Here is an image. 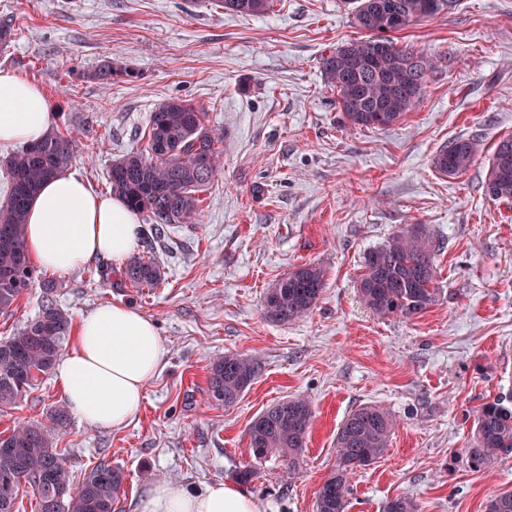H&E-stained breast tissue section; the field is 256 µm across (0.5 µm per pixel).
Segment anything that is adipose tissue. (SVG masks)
<instances>
[{"mask_svg": "<svg viewBox=\"0 0 512 512\" xmlns=\"http://www.w3.org/2000/svg\"><path fill=\"white\" fill-rule=\"evenodd\" d=\"M54 118L39 89L14 72L0 70V147L40 140ZM140 236L138 217L121 198L94 192L74 174L48 180L28 207L27 252L54 274L99 258L123 265ZM164 356L153 321L132 306L107 304L79 319L72 347L56 367V382L80 421L117 429L140 409ZM133 512L265 510L231 481L191 488L159 480L134 500Z\"/></svg>", "mask_w": 512, "mask_h": 512, "instance_id": "ef3b65f1", "label": "adipose tissue"}]
</instances>
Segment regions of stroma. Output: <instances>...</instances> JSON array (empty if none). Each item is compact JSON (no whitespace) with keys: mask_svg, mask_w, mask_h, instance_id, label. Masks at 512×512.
I'll list each match as a JSON object with an SVG mask.
<instances>
[{"mask_svg":"<svg viewBox=\"0 0 512 512\" xmlns=\"http://www.w3.org/2000/svg\"><path fill=\"white\" fill-rule=\"evenodd\" d=\"M2 23L15 37L0 47V69L41 89L56 127L78 130L69 171L94 191L108 194L112 162L143 145L169 98L201 107L224 135L197 223L158 246L140 241L137 256L164 273L157 286L95 281L97 259L54 277L38 270L0 313L3 340L38 313L50 279L72 319L127 304L163 339V367L125 427L75 418L57 437L74 483L109 461L126 476L115 512H131L152 481L234 480L256 464L252 419L303 396L314 420L297 475L257 465L247 487L266 512H316L336 432L365 404L398 427L386 454L352 474L346 512H384L400 495L419 512H484L512 488V455L478 470L467 453L476 409L512 393V200L483 188L492 151L512 135V0H453L395 33L436 67L414 107L383 129L350 125L321 75L323 54L363 36L347 0H271L261 15L200 0H0ZM109 61L129 76L100 83ZM472 135L482 150L463 174L434 169L443 146ZM412 225L435 244L440 300L412 318L378 317L358 293L364 258ZM309 262L326 272L319 302L300 320H273L267 289ZM230 353L257 357L261 370L225 407L209 399L207 378ZM62 401L55 375L38 377L0 411V432L45 420Z\"/></svg>","mask_w":512,"mask_h":512,"instance_id":"35a3bbf8","label":"stroma"}]
</instances>
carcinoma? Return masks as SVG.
I'll use <instances>...</instances> for the list:
<instances>
[{
	"instance_id": "obj_1",
	"label": "carcinoma",
	"mask_w": 512,
	"mask_h": 512,
	"mask_svg": "<svg viewBox=\"0 0 512 512\" xmlns=\"http://www.w3.org/2000/svg\"><path fill=\"white\" fill-rule=\"evenodd\" d=\"M226 10L262 14L270 0H216ZM449 0H353L355 24L369 34L345 42L320 59L328 86L336 90L338 107L348 122L369 127L366 115L380 111L394 125L415 105L434 61L392 34L431 18ZM130 75L118 64H106L95 77L109 81ZM206 113L187 99L171 98L150 114L147 142L114 161L108 172L111 194L123 197L132 211L150 223L159 240L174 224H195L201 199L218 171L223 135L205 124ZM73 137L59 129L23 146L0 160L8 171L7 199L0 204V313L13 309L36 270L26 252L27 208L50 178L72 164ZM476 136L459 137L442 147L432 163L441 174L454 177L466 171L479 152ZM486 182L494 184L490 197L512 199V136L502 138L489 159ZM112 268L98 277L112 282ZM120 282L133 288L160 283L162 271L153 260L130 259L117 272ZM325 285L324 270L312 263L294 267L276 281L265 296L267 313L287 323L306 316L317 304ZM45 296L37 315L7 340L0 342V408L22 397L39 376L58 361L70 332L69 314L53 298L55 284L44 283ZM359 292L367 307L386 318L416 316L437 304L438 288L432 244L421 226L401 229L365 257ZM259 363L251 357L226 354L211 365L207 393L231 405L251 386ZM67 405L50 410L47 421L20 423L0 433V512H18L21 488L29 487L38 512H114L126 481L124 472L101 461L73 487L65 459L55 440L67 428ZM313 422V407L305 397L270 406L249 425V447L255 458L275 459L296 470ZM395 418L376 405L353 410L336 433L338 465L318 491L316 512H346L349 476L383 456L396 428ZM512 454V395L499 396L475 412L468 455L480 470ZM384 512H418L416 501L401 495L388 500ZM485 512H512V489L491 496Z\"/></svg>"
}]
</instances>
